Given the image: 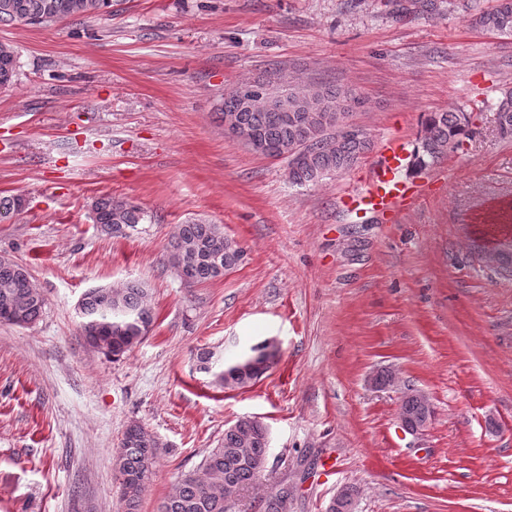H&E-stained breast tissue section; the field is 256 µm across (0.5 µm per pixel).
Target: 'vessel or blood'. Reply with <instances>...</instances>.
I'll use <instances>...</instances> for the list:
<instances>
[{
    "mask_svg": "<svg viewBox=\"0 0 512 512\" xmlns=\"http://www.w3.org/2000/svg\"><path fill=\"white\" fill-rule=\"evenodd\" d=\"M409 154L404 143L387 142L370 168L364 186L343 192L342 205L394 218L414 201L417 186L404 179L402 171Z\"/></svg>",
    "mask_w": 512,
    "mask_h": 512,
    "instance_id": "b4317fda",
    "label": "vessel or blood"
}]
</instances>
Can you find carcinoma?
Listing matches in <instances>:
<instances>
[{"instance_id":"obj_1","label":"carcinoma","mask_w":512,"mask_h":512,"mask_svg":"<svg viewBox=\"0 0 512 512\" xmlns=\"http://www.w3.org/2000/svg\"><path fill=\"white\" fill-rule=\"evenodd\" d=\"M112 0H0V26L17 24L48 27L67 18L94 19L108 12ZM471 24L486 32L512 36V0H496L490 9L473 5ZM18 70L14 48L0 43V88L9 87ZM259 89L274 94L264 82H242L224 95L219 108L221 117L236 116L238 122L254 132L262 149L258 154L279 158L285 148L309 147L306 154L288 157V179L296 185L315 183L333 173L352 168L371 149L364 132L344 130L353 110L362 99L349 88L340 86L288 85V97L294 103L290 112L239 110L238 91ZM499 136L512 139V93L494 105ZM469 137L468 121L459 112H432L422 123L419 146L414 150V165L426 168L462 147ZM22 210L19 196L0 197V221L12 218ZM146 212L137 204L110 195L93 203V221L114 236H122L128 228L144 223ZM205 254L210 262L196 268L198 282L207 284L224 272L234 269L242 260L243 250L233 241L225 240L219 224L203 221L181 225L171 242L170 260L173 268L191 262L197 254ZM46 306L44 293L32 280L28 267L22 263L0 259V317L8 309L24 312L25 323L37 321ZM88 321H102L112 327V343L98 350L119 357L143 340L150 331L155 313L149 288L139 280H131L117 288H104L90 296L86 304ZM213 353L198 354L200 370L210 372L215 383L225 389H242L263 375L260 369L240 372L226 379L224 369L210 371ZM428 408L418 391L408 388L401 399L402 425L414 430L431 420ZM160 445L142 425H127L115 454L116 477L126 512H138L140 499L150 484ZM268 454L259 423L246 417L237 419L224 429L217 447L204 457L200 467L183 473L174 489L159 503L158 512H231L227 495L240 494L260 482L261 466ZM357 489L345 488L333 501L329 512H352ZM261 512H288L280 491L265 493Z\"/></svg>"}]
</instances>
